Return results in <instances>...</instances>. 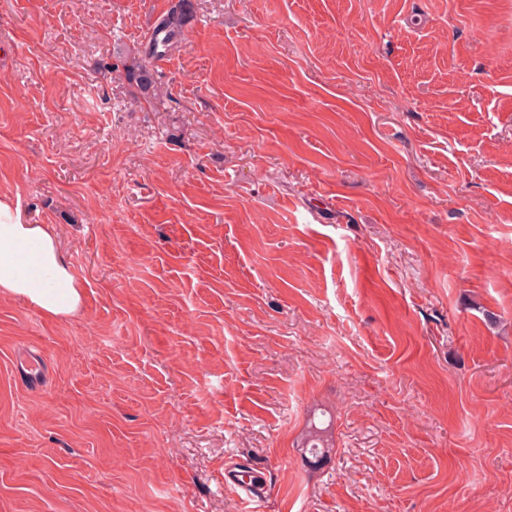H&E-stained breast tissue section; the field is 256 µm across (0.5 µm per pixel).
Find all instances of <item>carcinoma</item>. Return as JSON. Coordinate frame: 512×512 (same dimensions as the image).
Here are the masks:
<instances>
[{
  "label": "carcinoma",
  "mask_w": 512,
  "mask_h": 512,
  "mask_svg": "<svg viewBox=\"0 0 512 512\" xmlns=\"http://www.w3.org/2000/svg\"><path fill=\"white\" fill-rule=\"evenodd\" d=\"M189 14L185 0H177L170 9L167 18L162 20L148 42L144 57L135 58L129 66L128 77L135 80L139 89L146 94L158 96L152 63L180 43L183 26L188 22ZM328 427H321L311 420L307 424L305 447L311 454L324 457L329 452L327 438Z\"/></svg>",
  "instance_id": "cac0c4a2"
}]
</instances>
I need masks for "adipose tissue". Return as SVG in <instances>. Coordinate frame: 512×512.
<instances>
[{"mask_svg":"<svg viewBox=\"0 0 512 512\" xmlns=\"http://www.w3.org/2000/svg\"><path fill=\"white\" fill-rule=\"evenodd\" d=\"M0 295L21 299L49 317L76 312L82 286L64 263L52 234L26 223L0 200Z\"/></svg>","mask_w":512,"mask_h":512,"instance_id":"obj_1","label":"adipose tissue"}]
</instances>
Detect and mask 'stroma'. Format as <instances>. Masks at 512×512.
I'll return each mask as SVG.
<instances>
[{"mask_svg":"<svg viewBox=\"0 0 512 512\" xmlns=\"http://www.w3.org/2000/svg\"><path fill=\"white\" fill-rule=\"evenodd\" d=\"M169 3L0 0V512H512V0ZM189 14L185 0H178L173 4L167 18L162 20L148 42L144 58H133L128 67V77L137 82L139 89L153 98L158 96L156 80L154 78L152 63L160 60L165 53L180 43L183 36V26L188 22ZM162 50H159V49ZM21 299L48 317L67 316L82 302V286L43 224H27L0 200V295ZM328 428L329 425L318 426L314 420H310L307 424L305 447L309 448L310 453L315 457L323 458L329 452ZM260 473L250 465L230 464L224 468V485L236 491L243 502L250 504L264 498L268 491Z\"/></svg>","mask_w":512,"mask_h":512,"instance_id":"1","label":"stroma"}]
</instances>
